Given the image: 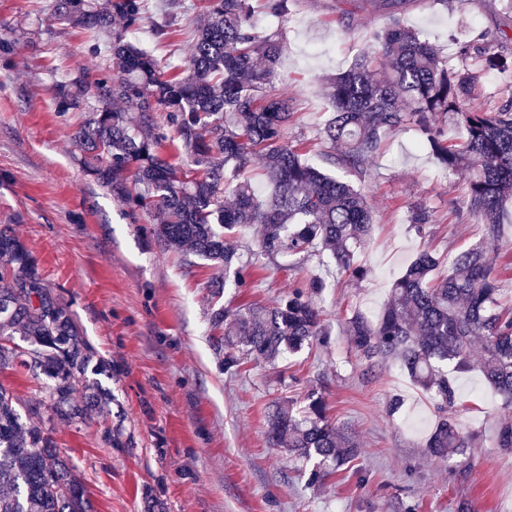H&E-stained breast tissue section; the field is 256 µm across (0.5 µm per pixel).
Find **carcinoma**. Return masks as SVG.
<instances>
[{
    "instance_id": "cac0c4a2",
    "label": "carcinoma",
    "mask_w": 512,
    "mask_h": 512,
    "mask_svg": "<svg viewBox=\"0 0 512 512\" xmlns=\"http://www.w3.org/2000/svg\"><path fill=\"white\" fill-rule=\"evenodd\" d=\"M261 2L278 18L288 17L293 5ZM115 16L124 19L123 28L112 29ZM54 19L92 37L112 31V67L94 78L79 74L57 83V108L86 112L72 139L95 160L98 183L122 190L133 208L164 214L149 228L161 248L222 267L242 288L249 266L226 237L256 224L267 256L316 252L354 278L366 277L357 256L373 230L367 197L285 142L294 121L292 100L266 90L282 43L259 30L250 0H206L189 57L172 76L128 39L145 20L142 0H107L104 6L59 0ZM458 58L461 65L449 64L397 21L374 34L345 72L326 80L332 118L322 153L328 167L362 177L382 141L411 125L435 162L466 181L482 224L480 242L454 254L445 275L436 273L440 258L422 251L393 281L378 320L355 314L347 324L352 347L369 366L393 360L433 395L439 417L425 448L441 459L466 455L475 438L448 414L457 403L449 371L478 367L512 404V302L502 303L490 262L512 203V94L490 108L474 92L483 74L511 80L512 56L470 40ZM449 122L461 131L454 144L441 134ZM168 127L188 156L182 167L164 152ZM257 160L269 185L262 200L250 178ZM226 193L233 198L229 205ZM410 222L421 232L433 215L415 206ZM325 287L313 278L271 306L212 309V327L224 328V368L239 367L241 352L273 361L305 344H328L330 330L313 300ZM477 339L484 355L476 364L471 350ZM6 368L42 375L45 386L41 399L21 413L15 394L0 384V512H91L83 481L60 451L56 426L79 427L93 412L105 411L109 395L90 375L111 366L94 360L69 306L46 288L35 256L11 225L0 224V371ZM266 438L315 460L309 485L321 482L327 467L360 453L351 429L327 417L322 397L313 392L300 418L286 400L273 405ZM495 439L497 447L512 449V420L499 423Z\"/></svg>"
}]
</instances>
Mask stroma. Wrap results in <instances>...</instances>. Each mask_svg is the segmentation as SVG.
Returning a JSON list of instances; mask_svg holds the SVG:
<instances>
[{"label":"stroma","instance_id":"1","mask_svg":"<svg viewBox=\"0 0 512 512\" xmlns=\"http://www.w3.org/2000/svg\"><path fill=\"white\" fill-rule=\"evenodd\" d=\"M55 0H0V224L13 225L37 257L49 288L69 305L86 338L112 371L101 376L112 394L109 424L123 431L106 444L98 419L62 426L58 440L83 478L92 512H512V452L497 448L499 421L512 418L479 371L455 376V418L477 438L467 456L440 460L423 443L438 413L430 394L395 364L368 368L351 346L348 319L376 318L392 282L419 251L447 258L478 242L462 179L439 167L406 128L390 136L368 164L363 183L375 230L358 261L368 271L348 281L333 263L311 255L268 258L255 231L241 238L253 268L248 287L226 283L223 269L160 251L148 226L158 214L133 209L95 178L94 162L72 141L83 113H59L54 85L105 67L92 38L50 21ZM200 0H144L140 42L161 62L189 55ZM402 23L443 56L457 42L487 35L512 53L507 0H451L429 7L406 0ZM390 14L376 0H296L288 18L260 17L259 28L285 45L273 82L296 106L287 137L318 143L331 116L320 76L349 68ZM172 35L158 39L157 25ZM434 215L412 227L413 206ZM327 286L317 303L331 327L328 345H313L275 361L249 358L224 369V344L212 330L213 305L270 303L309 279ZM323 391L330 414L348 423L360 455L310 486L300 462L266 441L271 406L302 404ZM403 398L389 416L392 396Z\"/></svg>","mask_w":512,"mask_h":512}]
</instances>
